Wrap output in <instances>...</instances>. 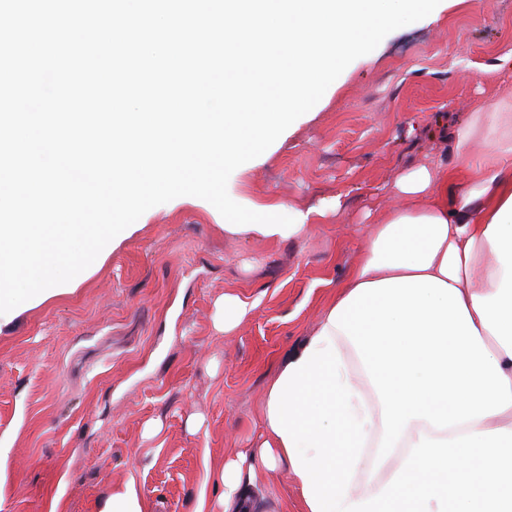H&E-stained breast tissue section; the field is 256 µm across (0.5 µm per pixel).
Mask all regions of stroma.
<instances>
[{"label":"stroma","mask_w":512,"mask_h":512,"mask_svg":"<svg viewBox=\"0 0 512 512\" xmlns=\"http://www.w3.org/2000/svg\"><path fill=\"white\" fill-rule=\"evenodd\" d=\"M512 100V0H443L388 34L230 176L247 208L338 201L303 237L225 232L209 202L147 210L71 292L0 326V512H101L135 480L147 512H196L205 466L246 447L276 364L315 327L408 168L455 163L452 128ZM258 300L213 326L224 294Z\"/></svg>","instance_id":"stroma-1"}]
</instances>
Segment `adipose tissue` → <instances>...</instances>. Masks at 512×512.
Instances as JSON below:
<instances>
[{
  "label": "adipose tissue",
  "mask_w": 512,
  "mask_h": 512,
  "mask_svg": "<svg viewBox=\"0 0 512 512\" xmlns=\"http://www.w3.org/2000/svg\"><path fill=\"white\" fill-rule=\"evenodd\" d=\"M453 141L455 165L396 180L205 512H289L265 493L283 473L302 512H512V104L478 107ZM326 214L263 206L225 230L285 241Z\"/></svg>",
  "instance_id": "obj_1"
}]
</instances>
